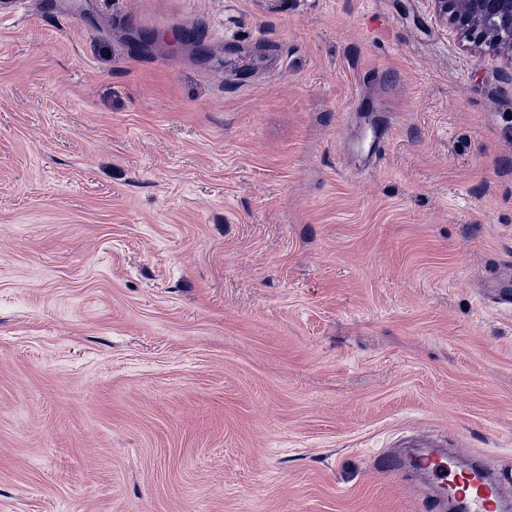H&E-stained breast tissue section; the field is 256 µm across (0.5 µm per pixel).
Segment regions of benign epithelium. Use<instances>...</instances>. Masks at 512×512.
<instances>
[{
    "label": "benign epithelium",
    "mask_w": 512,
    "mask_h": 512,
    "mask_svg": "<svg viewBox=\"0 0 512 512\" xmlns=\"http://www.w3.org/2000/svg\"><path fill=\"white\" fill-rule=\"evenodd\" d=\"M462 40L512 61V0H432Z\"/></svg>",
    "instance_id": "1"
}]
</instances>
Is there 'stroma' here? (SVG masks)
<instances>
[{"label":"stroma","mask_w":512,"mask_h":512,"mask_svg":"<svg viewBox=\"0 0 512 512\" xmlns=\"http://www.w3.org/2000/svg\"><path fill=\"white\" fill-rule=\"evenodd\" d=\"M8 7L0 512H425L424 432L512 473V64L431 0ZM512 260L505 259L499 263L496 276L491 281L488 291L495 303L512 307Z\"/></svg>","instance_id":"35a3bbf8"}]
</instances>
